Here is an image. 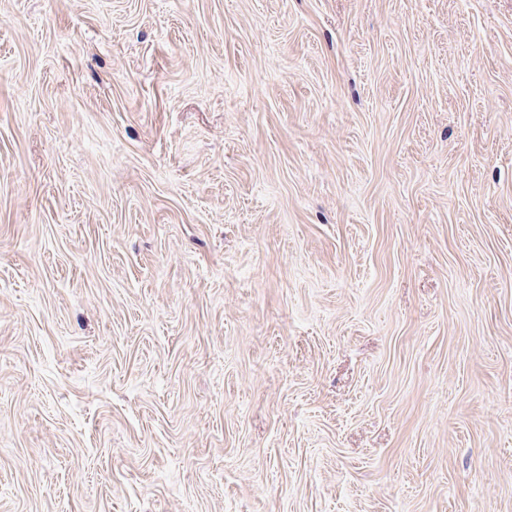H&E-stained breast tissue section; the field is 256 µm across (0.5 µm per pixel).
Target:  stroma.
<instances>
[{
	"label": "stroma",
	"mask_w": 512,
	"mask_h": 512,
	"mask_svg": "<svg viewBox=\"0 0 512 512\" xmlns=\"http://www.w3.org/2000/svg\"><path fill=\"white\" fill-rule=\"evenodd\" d=\"M0 512H512V0H0Z\"/></svg>",
	"instance_id": "obj_1"
}]
</instances>
